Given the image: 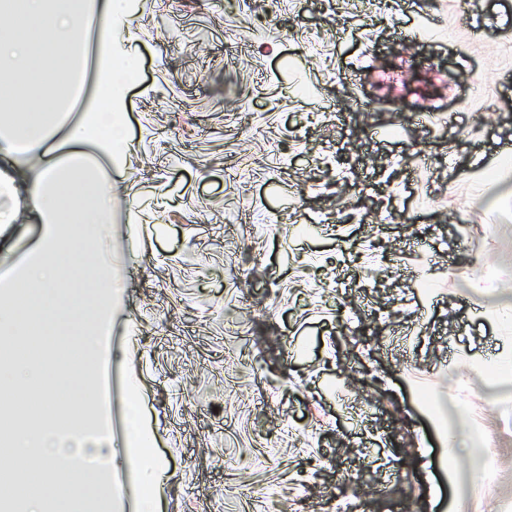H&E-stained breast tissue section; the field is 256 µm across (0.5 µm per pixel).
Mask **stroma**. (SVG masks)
Masks as SVG:
<instances>
[{"label":"stroma","mask_w":512,"mask_h":512,"mask_svg":"<svg viewBox=\"0 0 512 512\" xmlns=\"http://www.w3.org/2000/svg\"><path fill=\"white\" fill-rule=\"evenodd\" d=\"M183 2L188 38L135 15L125 92L180 152L127 153L71 265L119 281L105 512H455L452 466L464 512H512V0ZM65 358L0 362V408L54 398L0 449L25 512L76 467L31 452L81 401Z\"/></svg>","instance_id":"35a3bbf8"}]
</instances>
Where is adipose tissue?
<instances>
[{"instance_id": "obj_1", "label": "adipose tissue", "mask_w": 512, "mask_h": 512, "mask_svg": "<svg viewBox=\"0 0 512 512\" xmlns=\"http://www.w3.org/2000/svg\"><path fill=\"white\" fill-rule=\"evenodd\" d=\"M26 10L51 12L52 40L63 49L67 69L51 94L47 109L35 113L31 134L19 132V100L0 94V237L11 224L24 221L43 228L40 241L22 265L0 273V298L11 288L48 276L51 257L76 236L82 224L108 223L112 213V175L132 144L126 136L124 85L135 78L130 55L113 34L132 21L130 0H81L76 12L55 11L53 0H24ZM100 27L104 40L95 70L87 68V39ZM93 72L91 98L74 112L69 80ZM74 195L59 194L63 184Z\"/></svg>"}]
</instances>
